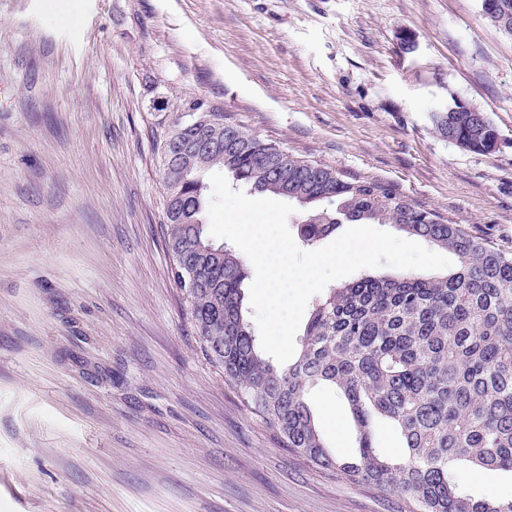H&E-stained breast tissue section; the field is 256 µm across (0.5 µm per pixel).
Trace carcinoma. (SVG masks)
I'll return each mask as SVG.
<instances>
[{
	"mask_svg": "<svg viewBox=\"0 0 512 512\" xmlns=\"http://www.w3.org/2000/svg\"><path fill=\"white\" fill-rule=\"evenodd\" d=\"M434 122L468 151H495V126L482 112H437ZM153 140L164 170L165 246L177 284L188 274L194 280L183 297L202 348L284 447L394 493L418 512H512V500L463 493L451 472L459 461L512 472V254L385 183L288 155L202 98L181 99ZM213 167L252 193L307 208L299 223L307 245L345 221L392 224L453 252L458 266L443 276L393 272L329 289L312 305L296 360L280 368L261 355L244 316V256L213 240L202 220V174ZM324 199L335 210L311 208ZM319 382L347 401L358 433L355 462L328 451L305 402ZM381 419L404 438L407 453L398 460L379 451Z\"/></svg>",
	"mask_w": 512,
	"mask_h": 512,
	"instance_id": "1",
	"label": "carcinoma"
}]
</instances>
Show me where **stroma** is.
<instances>
[{"mask_svg": "<svg viewBox=\"0 0 512 512\" xmlns=\"http://www.w3.org/2000/svg\"><path fill=\"white\" fill-rule=\"evenodd\" d=\"M453 95L494 153L439 135ZM186 97L512 252V34L481 0H0V512H415L284 448L202 350L152 138ZM306 402L354 457L338 391Z\"/></svg>", "mask_w": 512, "mask_h": 512, "instance_id": "1", "label": "stroma"}]
</instances>
